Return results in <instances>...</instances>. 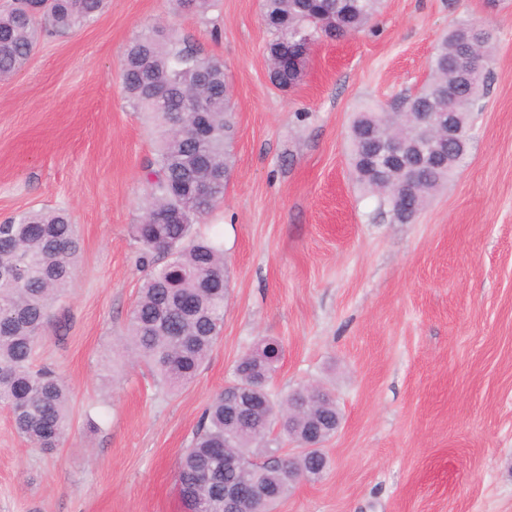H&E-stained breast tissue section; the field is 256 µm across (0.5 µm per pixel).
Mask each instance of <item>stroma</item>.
<instances>
[{"label":"stroma","mask_w":512,"mask_h":512,"mask_svg":"<svg viewBox=\"0 0 512 512\" xmlns=\"http://www.w3.org/2000/svg\"><path fill=\"white\" fill-rule=\"evenodd\" d=\"M491 33L487 95L464 166L408 224L355 180L349 131L428 79L453 24ZM166 25L224 62L234 122L224 200L202 232L224 245V327L195 380L171 389L119 354L144 271L131 233L156 144L127 101V45ZM260 0H112L42 35L0 82V222L63 208L82 253L38 364L72 394L46 453L0 407V512H186L180 456L237 360L265 340L275 395L336 400L330 466L275 512H512V0H382L370 25L317 44L303 80L270 79Z\"/></svg>","instance_id":"stroma-1"}]
</instances>
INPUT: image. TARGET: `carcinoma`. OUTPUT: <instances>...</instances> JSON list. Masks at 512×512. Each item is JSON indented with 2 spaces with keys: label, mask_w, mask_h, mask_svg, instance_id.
<instances>
[{
  "label": "carcinoma",
  "mask_w": 512,
  "mask_h": 512,
  "mask_svg": "<svg viewBox=\"0 0 512 512\" xmlns=\"http://www.w3.org/2000/svg\"><path fill=\"white\" fill-rule=\"evenodd\" d=\"M112 0H43L30 12V0H13L0 12V80L14 76L34 52L42 33L79 29ZM379 0H263V19L272 32L266 46L273 54L281 41H307L320 18L343 13L342 33L366 28ZM469 41L481 55L463 53ZM489 35L468 23L455 25L437 47L430 79L407 97L411 112H456L462 128L487 90ZM123 87L137 109L148 112L159 128V145L144 167L146 207L132 226L146 270L130 310L121 346L147 363L169 386L194 381L224 326V246L198 234L224 200L230 171L231 113L225 94L222 60L203 54L193 41L176 33L151 30L134 39L123 59ZM201 116L208 134L192 132ZM389 128L384 109L365 106L351 128L352 168L358 182L380 197L394 215V187L367 170L362 134ZM421 173L408 186L423 205L426 196L458 168L463 157ZM195 179L205 185L196 193ZM177 215L179 223L168 222ZM81 254L76 225L62 209H33L0 223V404L6 406L19 434L34 446L52 451L63 442L71 417L68 385L49 366L35 367L34 357L52 320L54 305L65 296ZM275 348L264 342L244 354L234 378L204 409L177 473L187 512H224V482L244 479L264 484L272 497L253 506L270 512L288 492L285 473L319 481L328 465L313 455L282 452L284 440L303 438L310 422L336 429V401L329 391L293 420L280 417L292 391L276 399L266 389L275 371ZM241 455L242 469L224 470V447Z\"/></svg>",
  "instance_id": "carcinoma-1"
}]
</instances>
